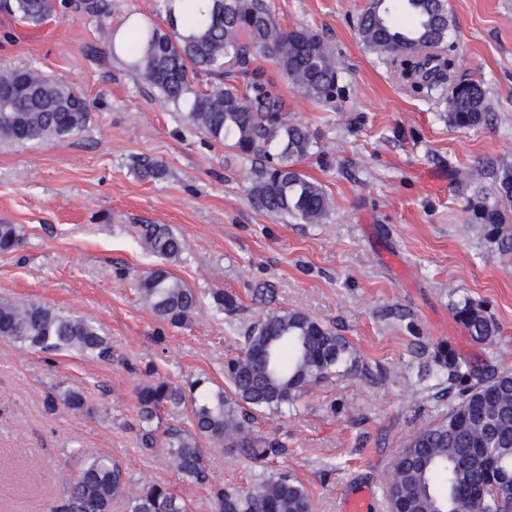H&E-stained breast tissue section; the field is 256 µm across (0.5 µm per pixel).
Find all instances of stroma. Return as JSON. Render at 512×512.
I'll list each match as a JSON object with an SVG mask.
<instances>
[{"instance_id":"35a3bbf8","label":"stroma","mask_w":512,"mask_h":512,"mask_svg":"<svg viewBox=\"0 0 512 512\" xmlns=\"http://www.w3.org/2000/svg\"><path fill=\"white\" fill-rule=\"evenodd\" d=\"M370 3L271 0L281 26L319 33L346 62L335 107L280 87L289 118L320 144L300 168L333 200L324 224L250 205L247 162L184 124L113 53L127 15L156 21L155 0H112L102 18L64 8L37 29L0 9V69L36 68L70 83L90 112L79 134L0 144V221L24 230L20 247L0 256V295L86 316L112 345L111 360L96 361L0 341V512H55L60 478L77 472L82 449L120 460L132 484L165 483L192 512H213L161 449L142 447L135 391L151 364L177 384H223L224 363L238 353L231 326L257 318L252 295L263 283L274 286L276 306L335 327L368 369L323 379L297 411L255 424L284 444L272 466L303 481L312 512H340L346 495L380 489L404 441L441 418L449 400L423 375L438 344L484 360L453 320L449 290L486 305L500 326L497 365L512 372V257L485 241L469 209L491 194L494 165L512 162V0H447L455 78L483 83L490 114L463 130L446 117L451 85L414 94L359 40ZM139 159L161 177L142 178ZM147 223L186 240L176 275L201 296L235 295L239 310L206 305L174 328L146 309L134 281L157 259L132 227ZM68 389L85 395L86 411L48 410L47 395ZM205 464L212 482L240 487L258 470L211 446Z\"/></svg>"}]
</instances>
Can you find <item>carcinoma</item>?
<instances>
[{"label": "carcinoma", "instance_id": "cac0c4a2", "mask_svg": "<svg viewBox=\"0 0 512 512\" xmlns=\"http://www.w3.org/2000/svg\"><path fill=\"white\" fill-rule=\"evenodd\" d=\"M406 23L391 0H371L358 21L364 45L387 58L412 89H430L449 79L451 62L436 49L448 38L451 19L444 0H401ZM195 15L186 31L175 7ZM26 25L38 27L57 10L56 0H5ZM167 26L131 22L122 47L132 55V76L156 90L159 100L181 110L187 124L250 163L246 195L256 208L299 224H323L333 201L325 187L299 169L318 154V141L304 125L288 121L277 86L256 60L272 62L299 97L332 107L342 94L344 63L317 33L288 30L275 21L269 0H157ZM111 0H81L90 16L111 11ZM221 81L195 88L200 73ZM13 87L0 98V143L25 144L69 137L89 118L85 98L71 85L37 69L15 68ZM486 92L480 81L457 83L448 99V123L458 129L484 124ZM484 237L502 253H512V163L496 171L494 199L472 206ZM143 247L160 263L142 274L137 292L152 314L174 326L191 322L202 297L169 270L187 251L186 241L168 224H141ZM22 227L0 223V254L19 246ZM218 312L235 313L238 300L210 293ZM454 320L474 342L491 348L480 366L448 342L437 347L427 375L446 377L448 397L457 401L432 425L402 445L384 476L388 512H508L512 509V373L491 364L496 359L498 323L476 300H450ZM0 339L38 352L64 351L112 359V345L92 319L51 305L0 297ZM240 353L224 364L226 387L212 389L197 379L177 386L160 376L136 390L141 444L160 445L171 466L207 490L215 512H311L306 485L289 472L265 470L246 491L210 483L205 448H236L258 464L276 456L282 442L256 433L255 414L295 410L308 387L333 372L360 368V357L336 330L310 315L270 308L237 332ZM49 405L80 412L84 395L66 390ZM180 412L188 428L164 426ZM163 428L161 440L156 431ZM129 477L122 463L88 453L75 476L64 481L62 512H112L127 500L128 512H191L187 499L163 484L144 480L127 495Z\"/></svg>", "mask_w": 512, "mask_h": 512}]
</instances>
